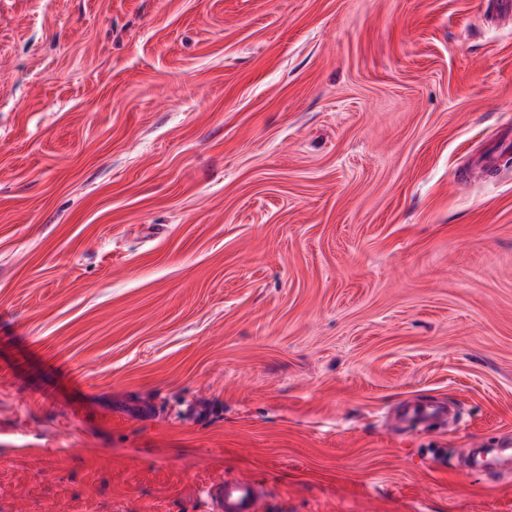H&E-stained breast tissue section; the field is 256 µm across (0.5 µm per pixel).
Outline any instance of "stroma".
<instances>
[{
    "label": "stroma",
    "mask_w": 512,
    "mask_h": 512,
    "mask_svg": "<svg viewBox=\"0 0 512 512\" xmlns=\"http://www.w3.org/2000/svg\"><path fill=\"white\" fill-rule=\"evenodd\" d=\"M494 0H0V512H512ZM458 405L454 428L396 420ZM214 417L187 422L189 402ZM152 405L142 417L138 405ZM206 512H259L265 487L257 479H230L203 491Z\"/></svg>",
    "instance_id": "stroma-1"
}]
</instances>
